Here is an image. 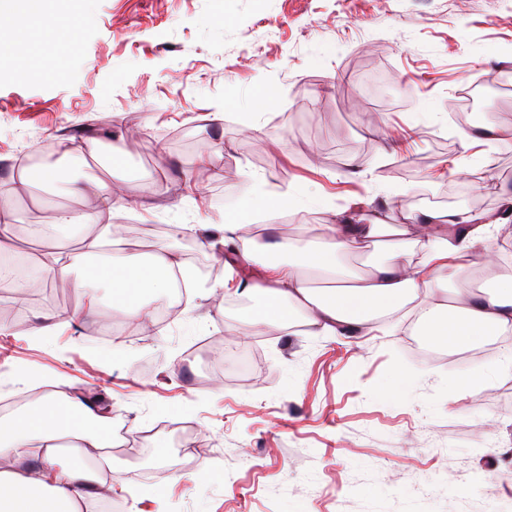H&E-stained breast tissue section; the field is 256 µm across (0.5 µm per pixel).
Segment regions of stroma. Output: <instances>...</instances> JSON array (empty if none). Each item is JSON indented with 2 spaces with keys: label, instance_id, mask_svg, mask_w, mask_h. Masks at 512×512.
<instances>
[{
  "label": "stroma",
  "instance_id": "1",
  "mask_svg": "<svg viewBox=\"0 0 512 512\" xmlns=\"http://www.w3.org/2000/svg\"><path fill=\"white\" fill-rule=\"evenodd\" d=\"M35 41L42 67L0 64V183H18L16 231L58 208L95 211V195L65 185L95 178L154 205L113 218L136 227L134 255L192 253L206 270L187 296L150 298L175 308L166 323L97 344L85 328L119 310L103 304L39 342L38 323L79 293H33L24 329L0 335V403H37L15 381L25 366L105 404L136 444L103 475L125 512H512V350L499 337L485 340L481 392L461 387L477 367L449 364L454 348L414 364L402 317L345 336L261 329L201 386L211 343L253 306L207 289L261 278L259 264L228 266L224 245H204L209 225L236 217L267 240H305L335 215L484 218L512 195V143L460 148L463 134L512 124V0H47ZM480 78L486 111L461 126V96ZM267 91L274 102L256 108ZM203 146L214 164H201ZM54 147L64 182L20 183L22 155ZM486 163L489 189L455 171ZM284 192L294 208L251 204ZM399 372L404 392L388 398Z\"/></svg>",
  "mask_w": 512,
  "mask_h": 512
}]
</instances>
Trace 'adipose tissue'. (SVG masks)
Listing matches in <instances>:
<instances>
[{
  "label": "adipose tissue",
  "instance_id": "adipose-tissue-1",
  "mask_svg": "<svg viewBox=\"0 0 512 512\" xmlns=\"http://www.w3.org/2000/svg\"><path fill=\"white\" fill-rule=\"evenodd\" d=\"M25 13L16 12L10 0H0V32L11 39L0 42V58L17 65L35 63L32 54L17 52L29 42L32 19L42 0H26ZM72 196L96 194L101 208L95 214L58 211L57 227L96 226L81 253L63 257L53 240H46L40 262L43 278L73 286L72 275L82 270L88 286L83 305L95 312L100 288L111 291L113 307L139 326L153 323L146 296L169 289L173 276L190 280L191 273L168 252L142 260L132 255L100 259L108 219L136 204V195L116 193L102 182H75ZM243 224L225 220L220 230L225 240L240 241L245 258L259 260L262 284L239 280L235 295L263 296L265 305L243 322L242 335L260 325L299 321L320 333L357 334L375 326L400 307L420 309L418 331L436 345L481 343L488 332L512 333V275L499 274L498 254L478 252L489 231L466 212L427 213L418 224L421 260L412 263L405 243L389 244L381 259L356 269L347 265L357 254L389 230L385 224H326L319 237L304 244L275 242L256 250L243 236ZM339 279L336 288L311 287L313 276ZM112 418L95 401L72 399L61 405L46 395L32 409L0 418V512H94L106 498L100 478L101 464L111 462L109 436Z\"/></svg>",
  "mask_w": 512,
  "mask_h": 512
}]
</instances>
